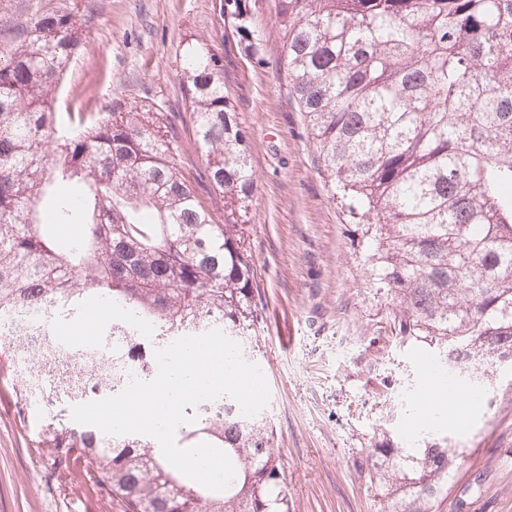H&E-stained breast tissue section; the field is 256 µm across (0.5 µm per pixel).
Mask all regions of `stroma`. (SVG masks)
I'll use <instances>...</instances> for the list:
<instances>
[{
    "instance_id": "stroma-1",
    "label": "stroma",
    "mask_w": 512,
    "mask_h": 512,
    "mask_svg": "<svg viewBox=\"0 0 512 512\" xmlns=\"http://www.w3.org/2000/svg\"><path fill=\"white\" fill-rule=\"evenodd\" d=\"M263 63L244 56L220 0H0V54L31 18L62 5L81 15L82 45L55 110L107 112L117 99L162 104L179 142L177 164L201 200L202 164L183 94L187 47L224 55V87L249 136L255 191L247 245L255 263L262 319L253 362L271 398L262 414L286 471L292 512H384L360 464L383 438L419 432L428 348L404 344L396 305L371 283L358 220L334 199L288 87L275 26L276 0H251ZM14 358L0 351V512H100L77 483L58 485L46 450L31 441L43 419L37 403H6ZM491 404L466 422L448 416L463 460L436 512H512V368L484 367Z\"/></svg>"
}]
</instances>
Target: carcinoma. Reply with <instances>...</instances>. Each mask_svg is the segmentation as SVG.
<instances>
[{"label":"carcinoma","instance_id":"obj_1","mask_svg":"<svg viewBox=\"0 0 512 512\" xmlns=\"http://www.w3.org/2000/svg\"><path fill=\"white\" fill-rule=\"evenodd\" d=\"M249 15L247 0H224L255 57ZM276 25L319 166L360 216L369 277L396 303L399 338L426 344L453 381L458 363L512 358V0H278ZM82 27L71 11L38 16L0 59V314L50 306L77 321L109 305L99 333L129 336L130 361L145 364L156 348L139 326L168 338L217 328L251 360L261 320L245 238L254 177L224 95V56L192 46L183 58L220 224L178 167L161 110L118 100L59 123L52 92ZM53 224L79 230L60 239ZM57 343L43 332L31 364ZM9 393L32 398L18 377ZM73 405L50 403L32 440L62 483L90 475L123 512H290L263 416L244 417L227 396L224 415L197 417L178 441L227 453L235 477L223 490L185 477L152 437L74 422ZM462 457L435 431L366 455L386 512H433Z\"/></svg>","mask_w":512,"mask_h":512}]
</instances>
